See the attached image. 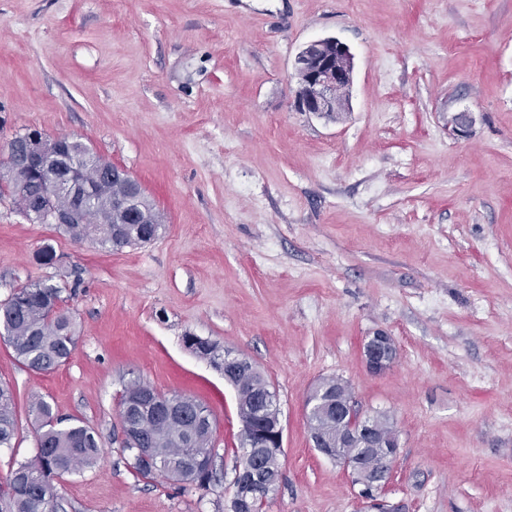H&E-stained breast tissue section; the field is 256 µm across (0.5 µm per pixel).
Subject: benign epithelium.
I'll return each mask as SVG.
<instances>
[{
  "instance_id": "obj_1",
  "label": "benign epithelium",
  "mask_w": 512,
  "mask_h": 512,
  "mask_svg": "<svg viewBox=\"0 0 512 512\" xmlns=\"http://www.w3.org/2000/svg\"><path fill=\"white\" fill-rule=\"evenodd\" d=\"M293 69L301 74L294 99L297 111L324 114L342 110L353 85L354 56L348 45L332 36L312 40L296 54ZM75 145L72 137H50L37 128H29L7 143L5 154L8 164L0 172V180L13 185L15 199L31 221L40 223L47 220L61 229L65 224H78L84 220L94 187L81 164L82 153L75 149ZM53 161L59 163L61 172L49 175L44 193L38 196L28 193L25 186L29 176L45 170ZM99 175L122 182L127 187L126 193L113 199L115 209L128 213L138 204L142 194L140 184L124 169L117 166L102 169ZM60 192L69 193L74 205L67 211L53 212L50 210L51 201ZM363 352L366 365L374 374L388 370L397 357L395 342L384 331L369 337ZM223 366L224 379L233 385L239 396L242 390L235 384L234 373L259 374V369L249 358L229 350L224 351ZM323 393L324 387L320 384L309 396L307 416L335 417L340 432L338 444L341 446L352 444L383 449L375 466L367 469L352 458L336 454L319 437L312 438L313 446L319 452L351 471L354 484L360 486L358 496L363 508L368 509L373 504L372 496L382 491L390 478L399 450L397 433L389 436L377 433L375 416L361 413L350 398L338 396L334 400H326L322 398ZM260 401L261 415L267 424L261 436L268 447L280 451L283 447V426L277 394L267 388ZM140 403L170 415L180 410L182 405V401L172 395L150 391L141 393Z\"/></svg>"
}]
</instances>
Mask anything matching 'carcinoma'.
<instances>
[{
  "label": "carcinoma",
  "mask_w": 512,
  "mask_h": 512,
  "mask_svg": "<svg viewBox=\"0 0 512 512\" xmlns=\"http://www.w3.org/2000/svg\"><path fill=\"white\" fill-rule=\"evenodd\" d=\"M136 218L112 209V195L105 184L94 186L88 223L69 224L63 230L77 242L90 239L101 247H112L116 233L128 247L138 246L156 237L161 218L147 198L135 208ZM64 288L14 289L0 304V336L7 339L16 358L28 369L49 373L65 364L76 344L75 323L62 307ZM149 386L133 382L123 391L131 402L122 413L123 428H133L162 461L190 458L201 448L213 447L211 429L196 425L195 418L208 410L191 396H182L185 417H164L133 402V397ZM31 411L39 422L36 454L12 468L0 484V512H62L55 482L66 474L92 468L101 460L104 449L97 435L79 419L61 425L49 401L37 398ZM17 429L16 396L12 387L0 381V448L12 447ZM279 457L269 451L259 457L241 479L233 494L231 512H263L274 491L272 481L279 474ZM184 478L209 490L217 478L192 469Z\"/></svg>",
  "instance_id": "carcinoma-1"
}]
</instances>
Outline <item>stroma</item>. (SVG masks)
<instances>
[{"mask_svg": "<svg viewBox=\"0 0 512 512\" xmlns=\"http://www.w3.org/2000/svg\"><path fill=\"white\" fill-rule=\"evenodd\" d=\"M326 36L354 55L332 118L294 106V58ZM29 127L125 168L163 229L112 251L0 193V301L78 285L57 370H28L0 338L18 401L0 482L36 453L39 396L104 450L59 481L66 512H230L241 423L223 371L183 343L199 336L278 394L282 480L264 512L361 508L312 446L304 402L331 377L393 423L401 512H512V0H0V148ZM381 330L398 357L375 375L363 346ZM133 380L211 411L210 490L133 473Z\"/></svg>", "mask_w": 512, "mask_h": 512, "instance_id": "obj_1", "label": "stroma"}]
</instances>
